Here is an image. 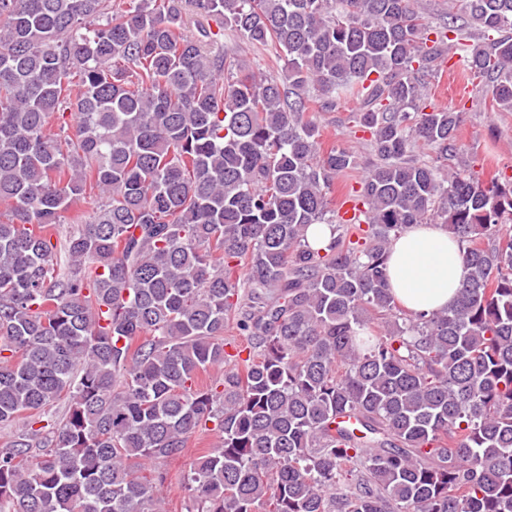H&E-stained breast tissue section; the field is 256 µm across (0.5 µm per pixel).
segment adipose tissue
Masks as SVG:
<instances>
[{
  "label": "adipose tissue",
  "mask_w": 512,
  "mask_h": 512,
  "mask_svg": "<svg viewBox=\"0 0 512 512\" xmlns=\"http://www.w3.org/2000/svg\"><path fill=\"white\" fill-rule=\"evenodd\" d=\"M386 273L394 296L415 314L454 304L464 278L462 249L441 224H415L396 237Z\"/></svg>",
  "instance_id": "adipose-tissue-1"
}]
</instances>
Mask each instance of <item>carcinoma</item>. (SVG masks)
<instances>
[{"mask_svg":"<svg viewBox=\"0 0 512 512\" xmlns=\"http://www.w3.org/2000/svg\"><path fill=\"white\" fill-rule=\"evenodd\" d=\"M415 3L0 0V512H163L158 464L209 434L198 512H512V179L448 168L460 113L420 106L449 39L512 112V0ZM342 100L373 153L354 224L357 156L311 115ZM431 222L465 276L415 315L385 255ZM233 47L235 48V57L236 63L243 70H254L257 71L258 68L265 69L266 64H272L271 59L274 58L275 50L269 49V51L265 52L263 55L257 54L252 50L249 44L236 40L233 42Z\"/></svg>","mask_w":512,"mask_h":512,"instance_id":"obj_1","label":"carcinoma"}]
</instances>
